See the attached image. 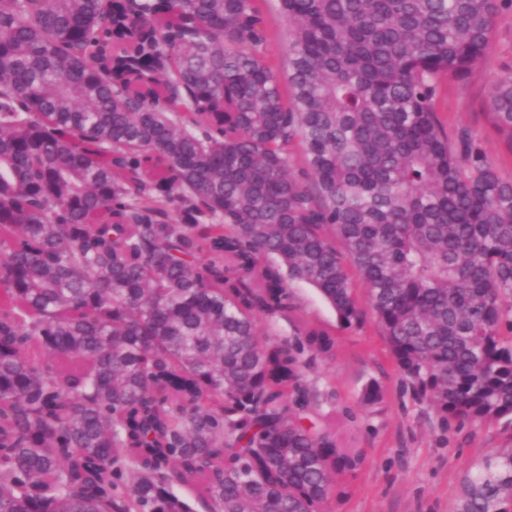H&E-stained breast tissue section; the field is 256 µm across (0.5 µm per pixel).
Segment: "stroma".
<instances>
[{
  "label": "stroma",
  "instance_id": "35a3bbf8",
  "mask_svg": "<svg viewBox=\"0 0 512 512\" xmlns=\"http://www.w3.org/2000/svg\"><path fill=\"white\" fill-rule=\"evenodd\" d=\"M273 61L288 72V22L278 0L264 4ZM512 70V11L495 22L491 48L464 82L445 79L435 110L449 134L467 130L500 174L512 179V140L496 126L491 87ZM299 317L321 325L336 339L332 358L310 360L305 376L318 395L321 413L339 418L357 461L337 483L331 512H453L466 471L498 448L512 445L505 422L442 425L398 374L371 309L361 324L346 328L310 287H293ZM377 382L384 395L368 405L362 393Z\"/></svg>",
  "mask_w": 512,
  "mask_h": 512
}]
</instances>
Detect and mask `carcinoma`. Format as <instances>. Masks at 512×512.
I'll list each match as a JSON object with an SVG mask.
<instances>
[{"label":"carcinoma","instance_id":"carcinoma-1","mask_svg":"<svg viewBox=\"0 0 512 512\" xmlns=\"http://www.w3.org/2000/svg\"><path fill=\"white\" fill-rule=\"evenodd\" d=\"M278 4L289 100L258 0H0V512H326L293 283L350 326L359 280L442 422L512 426V180L434 107L512 0ZM511 502L512 446L456 512Z\"/></svg>","mask_w":512,"mask_h":512}]
</instances>
